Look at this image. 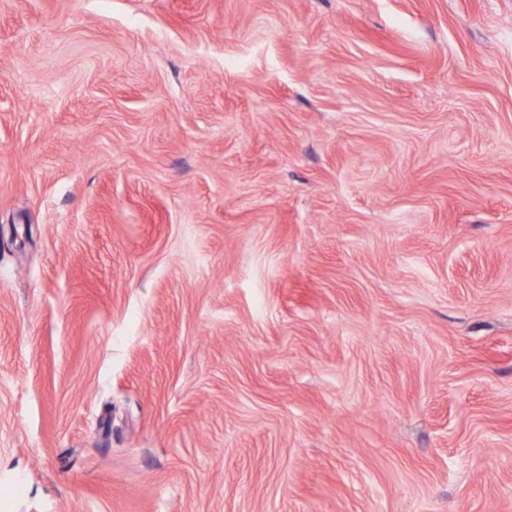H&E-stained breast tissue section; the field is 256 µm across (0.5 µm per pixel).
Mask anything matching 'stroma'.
<instances>
[{
  "label": "stroma",
  "instance_id": "1",
  "mask_svg": "<svg viewBox=\"0 0 512 512\" xmlns=\"http://www.w3.org/2000/svg\"><path fill=\"white\" fill-rule=\"evenodd\" d=\"M0 512H512V0H0Z\"/></svg>",
  "mask_w": 512,
  "mask_h": 512
}]
</instances>
